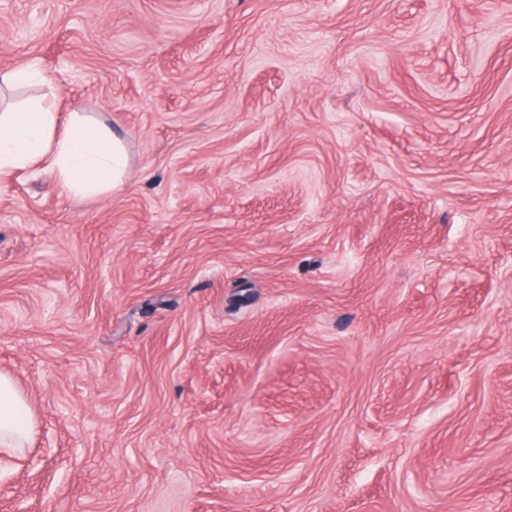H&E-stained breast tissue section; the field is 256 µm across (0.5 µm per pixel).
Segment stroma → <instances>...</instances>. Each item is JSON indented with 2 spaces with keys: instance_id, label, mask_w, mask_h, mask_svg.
<instances>
[{
  "instance_id": "35a3bbf8",
  "label": "stroma",
  "mask_w": 512,
  "mask_h": 512,
  "mask_svg": "<svg viewBox=\"0 0 512 512\" xmlns=\"http://www.w3.org/2000/svg\"><path fill=\"white\" fill-rule=\"evenodd\" d=\"M0 512H512V0H0ZM127 162L116 135L88 126L77 113L61 128L57 112L42 102L0 113V183L45 165L57 172L68 195L101 196L122 185ZM36 420L13 380L0 374V447L23 448Z\"/></svg>"
}]
</instances>
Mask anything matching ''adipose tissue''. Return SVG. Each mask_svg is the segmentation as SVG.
<instances>
[{
	"mask_svg": "<svg viewBox=\"0 0 512 512\" xmlns=\"http://www.w3.org/2000/svg\"><path fill=\"white\" fill-rule=\"evenodd\" d=\"M39 165L57 172L68 195L93 197L121 186L127 154L116 135L88 126L75 114L59 123L57 113L40 102L0 113V183ZM35 427L13 380L0 374V447H23Z\"/></svg>",
	"mask_w": 512,
	"mask_h": 512,
	"instance_id": "ef3b65f1",
	"label": "adipose tissue"
}]
</instances>
